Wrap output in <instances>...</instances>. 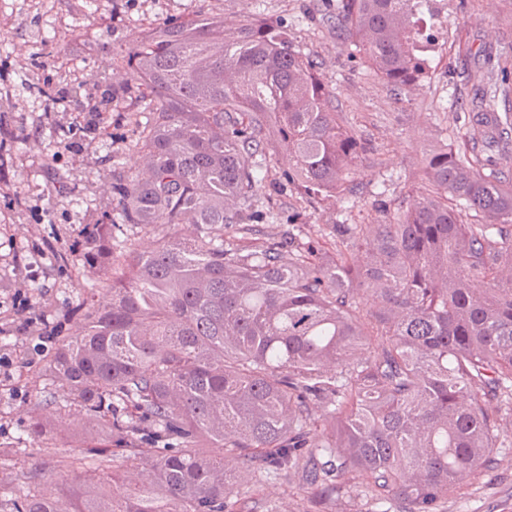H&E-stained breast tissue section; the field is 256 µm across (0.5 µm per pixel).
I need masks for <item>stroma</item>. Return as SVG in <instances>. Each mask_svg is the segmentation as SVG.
I'll use <instances>...</instances> for the list:
<instances>
[{
    "mask_svg": "<svg viewBox=\"0 0 512 512\" xmlns=\"http://www.w3.org/2000/svg\"><path fill=\"white\" fill-rule=\"evenodd\" d=\"M435 41L422 57L424 74L415 92L394 95L336 29V0H0V355L12 362L0 378V501L15 493L18 470L41 473L43 483L72 480L53 468L52 457L84 456L89 445H107V431L75 432L79 407L64 405L60 382L43 375L50 355L40 345L44 329L55 338L75 326L73 310L90 289H102L110 272L76 255L93 225L112 211V177L139 166L137 129L145 122L136 100L115 101L105 117L93 106L117 79L104 64L119 44H130L172 18L216 16L238 27L260 20L287 29L292 48L318 66L343 121L374 150L357 163L358 192L311 204L297 190L283 202L293 225L269 224L278 237L302 232L317 254L331 246L325 225L379 224L383 205L406 203L424 183V155L439 143L459 144L464 128L459 103L472 94L458 76L462 66L502 65L512 90V0H435ZM63 96L51 107L48 92ZM62 401L64 427L34 443L28 421L41 400ZM492 467L450 496L443 512H512V431ZM264 503L280 512H311V493L286 476L264 483Z\"/></svg>",
    "mask_w": 512,
    "mask_h": 512,
    "instance_id": "stroma-1",
    "label": "stroma"
}]
</instances>
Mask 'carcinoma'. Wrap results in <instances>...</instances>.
I'll return each instance as SVG.
<instances>
[{
    "label": "carcinoma",
    "instance_id": "1",
    "mask_svg": "<svg viewBox=\"0 0 512 512\" xmlns=\"http://www.w3.org/2000/svg\"><path fill=\"white\" fill-rule=\"evenodd\" d=\"M433 4L337 0L336 23L400 95L422 78ZM112 66L125 74L102 111L150 99L143 168L112 178L113 215L78 257L104 262L121 224L168 232L125 254L111 301L78 309L44 367L118 452L55 461L84 470L59 486L17 474L11 512H255L250 490L287 473L319 504L441 512L503 447L512 412V166L494 160L512 118L492 105L493 73L465 75L468 147L427 152L426 182L384 206L386 223L326 225L320 262L302 238L259 237L273 214L254 205L257 158L286 152L275 195L298 187L313 203L356 194L370 147L287 32L170 19ZM215 226L238 237L217 244ZM55 426L29 421L36 441Z\"/></svg>",
    "mask_w": 512,
    "mask_h": 512
}]
</instances>
